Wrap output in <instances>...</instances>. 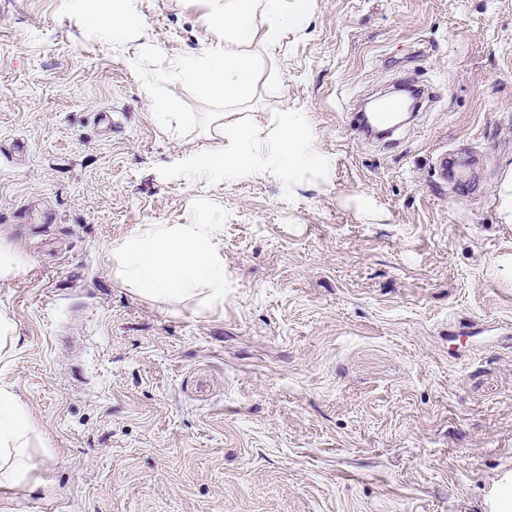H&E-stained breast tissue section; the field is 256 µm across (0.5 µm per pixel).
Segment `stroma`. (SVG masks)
Returning <instances> with one entry per match:
<instances>
[{"label":"stroma","instance_id":"stroma-1","mask_svg":"<svg viewBox=\"0 0 512 512\" xmlns=\"http://www.w3.org/2000/svg\"><path fill=\"white\" fill-rule=\"evenodd\" d=\"M209 32L201 0H146L95 45L64 0H0V280L20 341L0 361L35 430L0 512H484L512 468V0H315L245 122L308 113L328 171L194 183L212 142L162 136L141 70ZM428 87L391 141L369 95ZM473 168L442 181V152ZM222 224L232 286L155 302L108 251L140 224ZM24 264L19 255L5 246L0 237V279L14 277L23 271Z\"/></svg>","mask_w":512,"mask_h":512}]
</instances>
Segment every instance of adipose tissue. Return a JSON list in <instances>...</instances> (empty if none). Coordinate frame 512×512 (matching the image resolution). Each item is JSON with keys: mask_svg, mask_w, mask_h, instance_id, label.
Here are the masks:
<instances>
[{"mask_svg": "<svg viewBox=\"0 0 512 512\" xmlns=\"http://www.w3.org/2000/svg\"><path fill=\"white\" fill-rule=\"evenodd\" d=\"M143 0H66L83 17L100 44L121 45L140 23ZM205 22L213 38L200 50L180 56L148 85L153 118L163 134L181 133L191 120L180 111L176 88L193 87L215 105L209 115L207 154L185 152L175 160L178 172L193 181L254 176L293 177L326 162L304 133L309 116L283 113L271 129L244 123L227 112L251 91L256 74L275 61L286 33L307 27L311 0H203ZM112 273L126 287L155 301L200 299L203 308L224 301L227 277L224 253L210 223L142 224L109 252ZM30 424L11 387L0 385V486L27 480L33 468Z\"/></svg>", "mask_w": 512, "mask_h": 512, "instance_id": "adipose-tissue-1", "label": "adipose tissue"}]
</instances>
